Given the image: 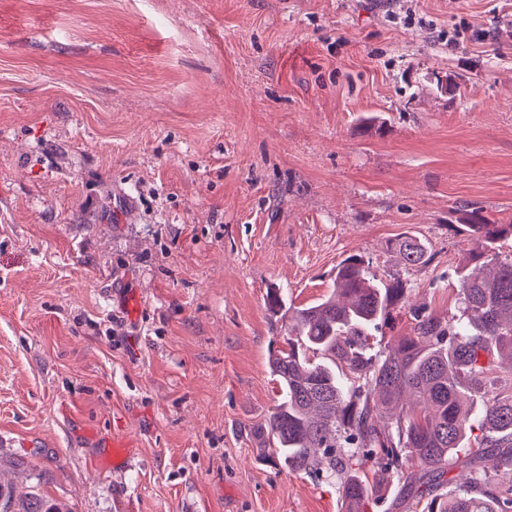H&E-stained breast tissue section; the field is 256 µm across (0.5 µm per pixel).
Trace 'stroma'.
<instances>
[{
	"label": "stroma",
	"mask_w": 512,
	"mask_h": 512,
	"mask_svg": "<svg viewBox=\"0 0 512 512\" xmlns=\"http://www.w3.org/2000/svg\"><path fill=\"white\" fill-rule=\"evenodd\" d=\"M465 202L512 223V0H0V480L68 512H341L252 446L266 294L308 305L358 254L407 286L381 343L450 318ZM398 251L405 267L416 266L427 261L425 245L412 237H405L399 242Z\"/></svg>",
	"instance_id": "obj_1"
}]
</instances>
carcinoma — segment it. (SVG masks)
Listing matches in <instances>:
<instances>
[{
	"instance_id": "obj_1",
	"label": "carcinoma",
	"mask_w": 512,
	"mask_h": 512,
	"mask_svg": "<svg viewBox=\"0 0 512 512\" xmlns=\"http://www.w3.org/2000/svg\"><path fill=\"white\" fill-rule=\"evenodd\" d=\"M473 258L486 259L460 275L458 313L443 320L413 310L414 335L388 349L374 336L405 302L400 277L382 281L364 259L336 267L332 292L303 308L287 306L271 288L269 309L288 322L286 348L269 369L280 397L251 438L261 455L289 471L334 482L342 512H365L373 483H402L420 512H512V387L500 388L496 359L512 364V224H492L478 207L464 210ZM406 267L427 261L425 245L399 242ZM487 397L481 407L464 392ZM481 434H473L474 430ZM415 458L420 471L404 467ZM466 472L449 493L425 494L448 471ZM0 512H60L40 494L17 506L0 486Z\"/></svg>"
}]
</instances>
